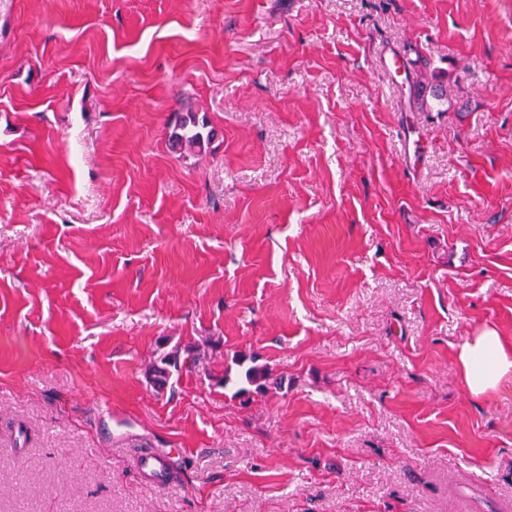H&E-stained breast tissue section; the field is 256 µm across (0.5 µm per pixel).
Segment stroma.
I'll list each match as a JSON object with an SVG mask.
<instances>
[{"mask_svg": "<svg viewBox=\"0 0 512 512\" xmlns=\"http://www.w3.org/2000/svg\"><path fill=\"white\" fill-rule=\"evenodd\" d=\"M487 328L512 0H0V512H512V376L457 359ZM245 356L281 388L214 383ZM205 124H199L195 115L188 112L173 127L169 135V146L175 150H188L191 152H204L210 142V133H205ZM159 364H154L149 368V376L158 387L168 385L170 379L177 375V379L184 370L192 369L194 357L189 348H174L160 359Z\"/></svg>", "mask_w": 512, "mask_h": 512, "instance_id": "obj_1", "label": "stroma"}]
</instances>
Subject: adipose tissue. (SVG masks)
<instances>
[{"instance_id":"obj_1","label":"adipose tissue","mask_w":512,"mask_h":512,"mask_svg":"<svg viewBox=\"0 0 512 512\" xmlns=\"http://www.w3.org/2000/svg\"><path fill=\"white\" fill-rule=\"evenodd\" d=\"M458 363L468 390L479 396L512 374V348L497 330L488 328L461 346Z\"/></svg>"}]
</instances>
